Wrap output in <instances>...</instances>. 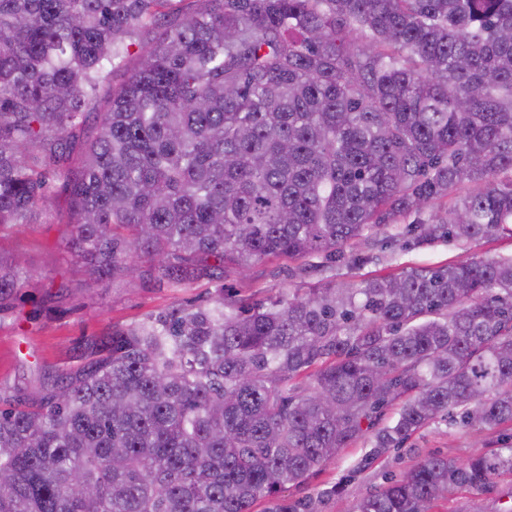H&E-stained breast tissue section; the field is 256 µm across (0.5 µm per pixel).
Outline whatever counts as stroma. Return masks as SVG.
<instances>
[{
    "label": "stroma",
    "instance_id": "35a3bbf8",
    "mask_svg": "<svg viewBox=\"0 0 512 512\" xmlns=\"http://www.w3.org/2000/svg\"><path fill=\"white\" fill-rule=\"evenodd\" d=\"M68 229L45 220L0 238V252L21 254L36 278L0 309V398L27 394L40 383H53L80 363L85 343L106 336L113 325H130L187 302L206 303L216 285L172 289L156 280L133 284L103 279L85 287L84 268L66 245ZM363 262L329 269L311 259L305 272L292 275V261L271 258L259 262L248 276L227 274L226 290L258 298L292 294L315 284L338 286L396 274L417 266L456 264L472 258L512 259V238L477 243L439 242L430 246L368 249ZM371 445L359 440L340 457L321 466L302 485L286 488L289 498L315 499L319 512H357L359 499L399 477L414 462L430 454L459 461L475 450L470 434L434 423L408 440L369 459Z\"/></svg>",
    "mask_w": 512,
    "mask_h": 512
}]
</instances>
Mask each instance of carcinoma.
<instances>
[{"instance_id": "1", "label": "carcinoma", "mask_w": 512, "mask_h": 512, "mask_svg": "<svg viewBox=\"0 0 512 512\" xmlns=\"http://www.w3.org/2000/svg\"><path fill=\"white\" fill-rule=\"evenodd\" d=\"M182 2L0 0V237L57 216L91 275L169 288L333 266L378 234L512 237V0ZM30 277L0 254V305ZM438 421L481 450L418 459L358 512L512 476V440L484 451L512 424V259L114 325L0 405V512H252L359 439L378 454ZM146 45L147 39H144L129 48V55L125 67L115 69L114 71L110 69L103 71L97 97L89 103V108H92L91 110L93 112L100 111L101 104L112 90V87L119 85L127 76L128 72L137 66L139 57L142 52L145 51Z\"/></svg>"}]
</instances>
